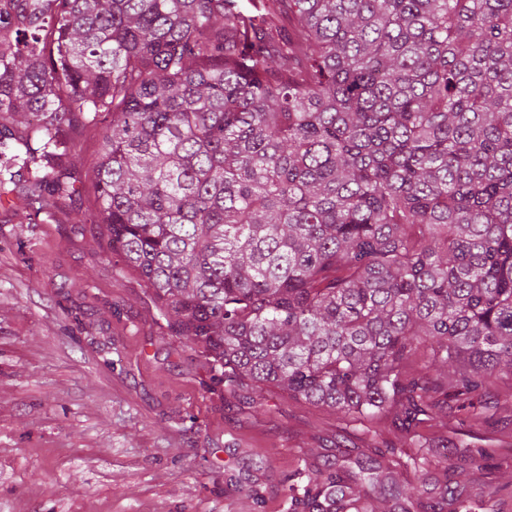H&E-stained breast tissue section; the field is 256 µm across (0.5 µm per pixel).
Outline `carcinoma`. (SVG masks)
I'll list each match as a JSON object with an SVG mask.
<instances>
[{"label": "carcinoma", "mask_w": 512, "mask_h": 512, "mask_svg": "<svg viewBox=\"0 0 512 512\" xmlns=\"http://www.w3.org/2000/svg\"><path fill=\"white\" fill-rule=\"evenodd\" d=\"M250 3L0 0V198L73 200L65 129H100L75 220L171 335L231 389L385 419L421 473V425L512 374V0ZM387 452L325 461L303 512H474L448 451L438 500ZM424 359L419 354L412 356L407 363V368L410 372L424 371L428 372L431 381L433 382L434 390L437 392L436 395L440 398L444 397V393L448 390V395L452 393V382L454 379V375L452 372H448L447 374H440L434 369H425L424 368Z\"/></svg>", "instance_id": "1"}]
</instances>
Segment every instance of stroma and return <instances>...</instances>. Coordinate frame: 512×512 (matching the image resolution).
<instances>
[{"mask_svg": "<svg viewBox=\"0 0 512 512\" xmlns=\"http://www.w3.org/2000/svg\"><path fill=\"white\" fill-rule=\"evenodd\" d=\"M77 195L93 203L99 137L75 129ZM73 206L0 201V512H293L310 468L396 448L391 476L417 472L396 434L349 423L273 387L245 399L215 383L198 350L170 335L153 294ZM423 429L458 455L499 466L481 512H512V374Z\"/></svg>", "mask_w": 512, "mask_h": 512, "instance_id": "stroma-1", "label": "stroma"}]
</instances>
